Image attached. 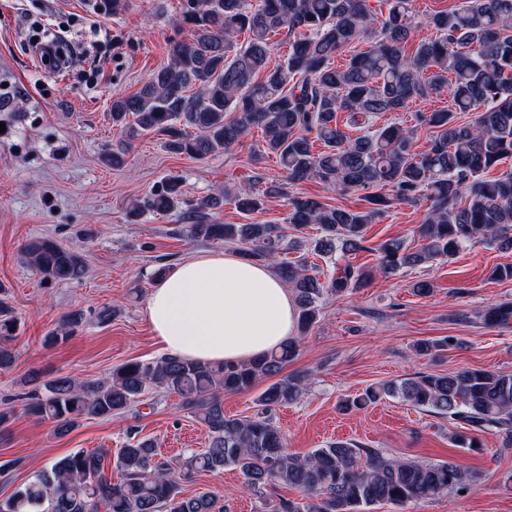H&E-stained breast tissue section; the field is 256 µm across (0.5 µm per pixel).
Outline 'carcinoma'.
Listing matches in <instances>:
<instances>
[{"instance_id": "obj_1", "label": "carcinoma", "mask_w": 512, "mask_h": 512, "mask_svg": "<svg viewBox=\"0 0 512 512\" xmlns=\"http://www.w3.org/2000/svg\"><path fill=\"white\" fill-rule=\"evenodd\" d=\"M367 0H184L182 22L190 40L175 43L167 64L137 91L112 99V128L131 140L144 134L166 136V151L202 160L243 143L251 128L264 135L283 181L263 192L245 184L202 197L185 212L184 231L195 239L242 246L251 262L277 259L285 235L277 224H220L213 211L232 205L245 215L265 209L266 198L286 195L288 223L299 230L316 224L318 255L345 260L322 282L303 264L279 262L276 269L292 286L298 304V336L271 352L241 364H207L163 357L129 360L109 377L76 380L60 376L20 396L22 410L51 420L67 432L87 419H110L129 412L151 390L181 396L208 429V446L172 463L150 439L128 437L114 466L120 481L108 477V452H77L41 470L0 503V512H224L208 492L182 496L181 484L199 472L231 467L246 487L291 486L305 495L297 504L269 500L271 512H361L375 504L415 505L478 485L479 473L451 461L421 463L389 457L354 441L331 442L305 456L289 451L272 419L275 408L296 401L300 378L282 377L296 355L302 334L320 319L323 301L363 287L369 271L346 257L376 252L378 269L392 274L437 258H450L463 246L487 242L512 249V168L496 177L485 173L512 158V0H461L451 10L425 15L435 36L407 51L415 14L412 0H387L388 12L369 13ZM288 35V54L272 67L271 39ZM246 39L238 41L239 36ZM366 41L368 49L342 65L334 58ZM448 91L449 107L421 112L419 123L436 129L424 152L412 150L413 131L397 124L368 126L385 112ZM346 122L338 121V113ZM471 112L466 124L455 113ZM348 128L363 134L353 138ZM342 189H372L363 211L333 207L318 198L285 194L284 186L303 180ZM182 181L167 177L145 205L166 214L182 203ZM428 203L417 228L416 250L399 238L367 245L365 229L396 202ZM29 265L45 284L67 283L84 274L82 257L47 237L23 245ZM486 324L512 319V303L488 307ZM87 315L67 314L54 342L82 325ZM19 320L0 285V372L12 369ZM454 337L415 345L418 355L453 345ZM272 380L258 397L260 412L243 418L224 414L222 393H242L257 380ZM385 398L411 405L453 423L456 448L482 450L480 435L498 434L512 447V374L466 368L424 373L414 380L371 385L346 407L360 409Z\"/></svg>"}]
</instances>
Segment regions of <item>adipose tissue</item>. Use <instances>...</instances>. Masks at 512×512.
I'll list each match as a JSON object with an SVG mask.
<instances>
[{
	"label": "adipose tissue",
	"mask_w": 512,
	"mask_h": 512,
	"mask_svg": "<svg viewBox=\"0 0 512 512\" xmlns=\"http://www.w3.org/2000/svg\"><path fill=\"white\" fill-rule=\"evenodd\" d=\"M146 319L167 356L236 363L293 336L296 306L264 264L206 254L173 267L149 294Z\"/></svg>",
	"instance_id": "1"
}]
</instances>
